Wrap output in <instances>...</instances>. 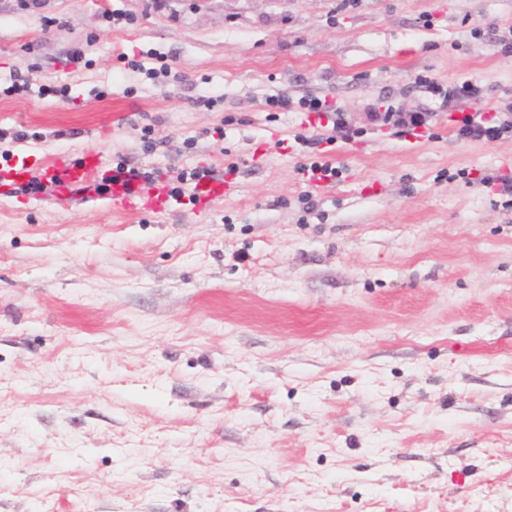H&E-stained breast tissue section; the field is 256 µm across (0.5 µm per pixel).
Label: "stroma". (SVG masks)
I'll return each mask as SVG.
<instances>
[{
    "label": "stroma",
    "instance_id": "stroma-1",
    "mask_svg": "<svg viewBox=\"0 0 512 512\" xmlns=\"http://www.w3.org/2000/svg\"><path fill=\"white\" fill-rule=\"evenodd\" d=\"M503 39L512 0H0V512H512V133L459 141L414 85L512 102ZM157 54L163 85L129 65ZM93 147L232 192L20 191ZM416 84L426 86L431 93L442 98L439 111L447 112L458 109L463 111V106L468 102L477 101L481 97V87L471 80H465L454 85L451 89H445L434 80L425 77H416ZM370 118L373 120H379L382 119L384 123H391L395 127H403V126H412L417 127L420 125H423L425 123V118L422 115V112L420 111H405V110H398L394 111L390 108H388L385 112L383 117L380 115L379 112H370ZM145 193L140 184L136 181L118 176L112 178L111 190L102 197L115 212H139L148 210L153 212H162L166 208L167 193L164 189L158 193H148V199L142 197Z\"/></svg>",
    "mask_w": 512,
    "mask_h": 512
}]
</instances>
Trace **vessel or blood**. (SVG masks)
<instances>
[{
	"label": "vessel or blood",
	"mask_w": 512,
	"mask_h": 512,
	"mask_svg": "<svg viewBox=\"0 0 512 512\" xmlns=\"http://www.w3.org/2000/svg\"><path fill=\"white\" fill-rule=\"evenodd\" d=\"M97 168L98 153L94 150L89 151L78 163L57 156L44 167L42 179L54 187L53 202L67 206L87 196L89 187L95 182ZM105 199L116 212H161L166 208L167 193L161 190L144 195L137 182L119 176L114 178Z\"/></svg>",
	"instance_id": "b4317fda"
}]
</instances>
